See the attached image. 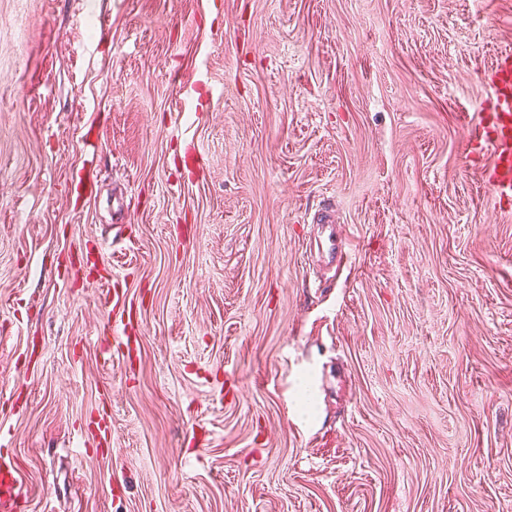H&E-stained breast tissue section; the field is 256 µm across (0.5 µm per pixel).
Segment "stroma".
<instances>
[{"label":"stroma","mask_w":512,"mask_h":512,"mask_svg":"<svg viewBox=\"0 0 512 512\" xmlns=\"http://www.w3.org/2000/svg\"><path fill=\"white\" fill-rule=\"evenodd\" d=\"M508 49L512 0H0L26 512H512V212L461 122ZM320 222V224H315L316 229L312 241L308 239L306 249L309 248L311 251L313 245L318 261L333 266L342 256L339 244V238L342 240L339 225L334 224V219L330 214L324 215ZM134 330L131 311L126 317L121 315L112 323V335L117 341V350L125 364H131L137 354V336H131Z\"/></svg>","instance_id":"35a3bbf8"}]
</instances>
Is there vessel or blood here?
Returning a JSON list of instances; mask_svg holds the SVG:
<instances>
[{
    "mask_svg": "<svg viewBox=\"0 0 512 512\" xmlns=\"http://www.w3.org/2000/svg\"><path fill=\"white\" fill-rule=\"evenodd\" d=\"M488 94L478 112L466 119L469 156L482 159L481 178L499 208L512 207V51L498 54L485 70ZM340 231L331 215H324L312 237L320 262L335 265L342 256ZM131 317L115 319L112 334L124 363L137 354V339ZM24 495L11 459L0 456V512H21Z\"/></svg>",
    "mask_w": 512,
    "mask_h": 512,
    "instance_id": "b4317fda",
    "label": "vessel or blood"
}]
</instances>
